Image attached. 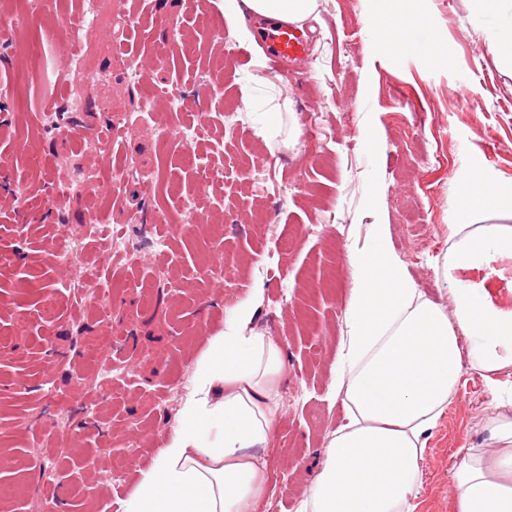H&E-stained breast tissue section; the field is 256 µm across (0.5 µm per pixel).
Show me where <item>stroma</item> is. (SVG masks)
I'll use <instances>...</instances> for the list:
<instances>
[{"instance_id":"stroma-1","label":"stroma","mask_w":512,"mask_h":512,"mask_svg":"<svg viewBox=\"0 0 512 512\" xmlns=\"http://www.w3.org/2000/svg\"><path fill=\"white\" fill-rule=\"evenodd\" d=\"M0 13V187L27 185L0 208V512H118L173 424L193 362L224 308L263 286L254 328L286 357L282 416L267 451L269 491L257 512H295L345 422L331 396L353 286L351 251L389 227L391 245L418 295L448 305L442 272L461 179L477 173L512 192V78L501 73L465 0H319L307 21L302 68L272 66L260 46L239 43L224 0H6ZM47 7L21 28L16 13ZM87 17L82 52L63 63L55 21ZM426 18L430 41L387 49L388 22ZM138 74H131V66ZM211 81L200 113L173 97ZM255 90L252 111L243 87ZM291 99L272 142L250 120L268 88ZM64 131L44 126L65 97ZM233 117H225V110ZM198 127L186 155L179 131ZM113 128L110 148L75 130ZM123 169L114 182V169ZM68 177L60 204L47 182ZM91 179L96 197L81 189ZM272 211V224L256 217ZM154 222L157 246L135 264L87 236V224L138 238ZM67 225L98 268L108 305L75 303L55 232ZM425 224V245L410 225ZM313 234H305L307 226ZM222 268L220 287L202 281ZM489 298L512 307V263L469 270ZM111 355L110 365L98 356ZM512 406V367L485 377L463 368L454 396L425 435L414 512H453V473L468 449L494 448L485 421Z\"/></svg>"}]
</instances>
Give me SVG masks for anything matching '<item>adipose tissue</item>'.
Wrapping results in <instances>:
<instances>
[{"instance_id": "1", "label": "adipose tissue", "mask_w": 512, "mask_h": 512, "mask_svg": "<svg viewBox=\"0 0 512 512\" xmlns=\"http://www.w3.org/2000/svg\"><path fill=\"white\" fill-rule=\"evenodd\" d=\"M467 4L497 67L512 76V0ZM317 7L318 0H244L225 6L224 19L250 42L243 9L299 25ZM495 209L512 210V196L468 183L449 271L512 261V225L471 221L475 211ZM388 237L387 225H375L370 245L348 256L354 282L335 363L348 422L328 442L299 512H413L422 437L453 396L462 356L488 374L512 366V309L497 307L483 284L468 280L457 281L449 305L422 299ZM262 300L256 288L225 306L224 328L196 358L175 425L152 464L139 470L120 512H256L268 492L265 452L277 433L285 375L281 345L252 328ZM486 427L501 447L460 462L453 512H512V412Z\"/></svg>"}]
</instances>
